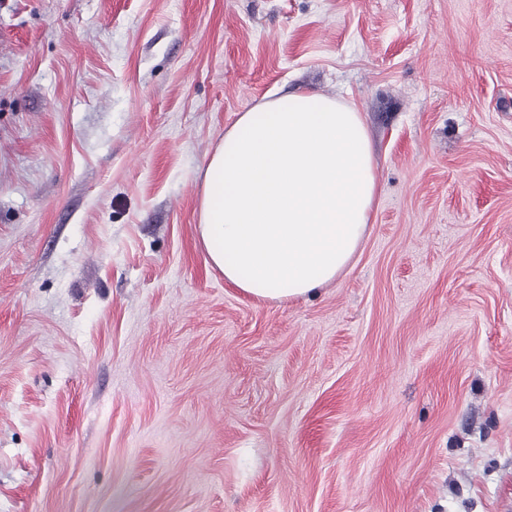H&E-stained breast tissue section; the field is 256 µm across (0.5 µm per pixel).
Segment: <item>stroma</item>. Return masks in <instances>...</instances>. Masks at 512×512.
Returning <instances> with one entry per match:
<instances>
[{
	"label": "stroma",
	"instance_id": "stroma-1",
	"mask_svg": "<svg viewBox=\"0 0 512 512\" xmlns=\"http://www.w3.org/2000/svg\"><path fill=\"white\" fill-rule=\"evenodd\" d=\"M299 90L378 192L260 301L202 174ZM0 512H512V0H0Z\"/></svg>",
	"mask_w": 512,
	"mask_h": 512
}]
</instances>
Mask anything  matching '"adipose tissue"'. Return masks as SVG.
I'll return each instance as SVG.
<instances>
[{
	"label": "adipose tissue",
	"mask_w": 512,
	"mask_h": 512,
	"mask_svg": "<svg viewBox=\"0 0 512 512\" xmlns=\"http://www.w3.org/2000/svg\"><path fill=\"white\" fill-rule=\"evenodd\" d=\"M377 194L364 117L298 92L241 113L203 172L198 230L210 264L244 294L283 301L336 280Z\"/></svg>",
	"instance_id": "adipose-tissue-1"
}]
</instances>
